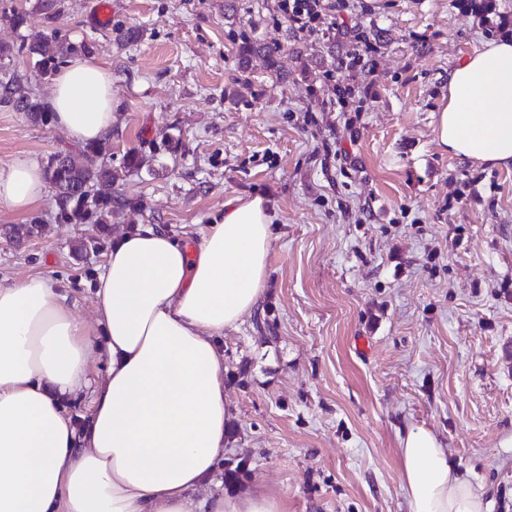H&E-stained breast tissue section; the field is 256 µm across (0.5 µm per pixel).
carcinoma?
I'll use <instances>...</instances> for the list:
<instances>
[{"instance_id":"obj_1","label":"carcinoma","mask_w":512,"mask_h":512,"mask_svg":"<svg viewBox=\"0 0 512 512\" xmlns=\"http://www.w3.org/2000/svg\"><path fill=\"white\" fill-rule=\"evenodd\" d=\"M28 51L38 56L35 66L40 73H45L49 64L55 62L61 51L54 49L48 39L38 37L30 43L22 44L15 49L9 45H0V61L9 65L14 53ZM0 103L11 106L18 112L41 117V103L26 90L14 77H6L0 81ZM98 149L82 151L67 155L68 163L58 161L54 155L48 163L49 181L55 184L57 192L56 206L60 214L70 220H86L91 216L85 209L93 188L101 183L112 182V171L94 159Z\"/></svg>"}]
</instances>
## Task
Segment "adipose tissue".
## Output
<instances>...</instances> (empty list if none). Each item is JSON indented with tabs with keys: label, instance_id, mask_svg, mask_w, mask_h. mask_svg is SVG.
Masks as SVG:
<instances>
[{
	"label": "adipose tissue",
	"instance_id": "ef3b65f1",
	"mask_svg": "<svg viewBox=\"0 0 512 512\" xmlns=\"http://www.w3.org/2000/svg\"><path fill=\"white\" fill-rule=\"evenodd\" d=\"M81 142L112 133V72L77 59L46 100ZM436 142L462 160L512 167V37L493 38L448 73ZM47 193L41 165L0 166V205L29 212ZM275 216L262 195L226 204L195 246L147 226L116 237L97 277V319L77 318L42 276L0 284V512H284L253 487L199 497L224 457V353L216 340L263 292ZM104 344H97V337ZM108 366L91 376L98 349ZM88 390L85 427L63 402ZM408 512H489L483 484L455 472L438 437L399 439Z\"/></svg>",
	"mask_w": 512,
	"mask_h": 512
}]
</instances>
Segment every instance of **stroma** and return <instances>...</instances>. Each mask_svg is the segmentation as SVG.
Returning <instances> with one entry per match:
<instances>
[{
  "mask_svg": "<svg viewBox=\"0 0 512 512\" xmlns=\"http://www.w3.org/2000/svg\"><path fill=\"white\" fill-rule=\"evenodd\" d=\"M0 0V44L88 45L112 72L115 180L106 223L64 219L53 196L0 207V281L39 275L93 321L113 236L149 224L194 241L228 201L276 215L261 300L218 343L232 408L205 494L260 485L286 512H408L399 435L433 431L453 468L512 512V169L443 152L448 72L512 34V0H354L359 36L304 38L277 0ZM23 16L21 26L6 17ZM136 41L118 44L116 28ZM278 46L242 60V41ZM357 91L324 107L326 71ZM51 119L0 103V164L81 149ZM234 473L228 485L226 473Z\"/></svg>",
  "mask_w": 512,
  "mask_h": 512,
  "instance_id": "35a3bbf8",
  "label": "stroma"
}]
</instances>
